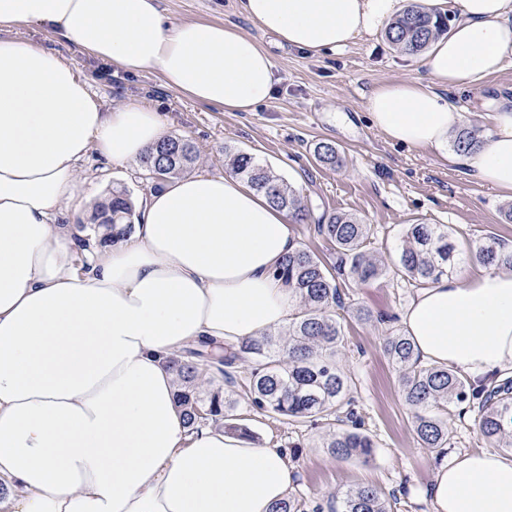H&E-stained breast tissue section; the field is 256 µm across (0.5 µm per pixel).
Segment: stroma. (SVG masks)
Wrapping results in <instances>:
<instances>
[{
	"instance_id": "stroma-1",
	"label": "stroma",
	"mask_w": 512,
	"mask_h": 512,
	"mask_svg": "<svg viewBox=\"0 0 512 512\" xmlns=\"http://www.w3.org/2000/svg\"><path fill=\"white\" fill-rule=\"evenodd\" d=\"M160 6L177 22L232 24L254 37L276 63L278 81L270 100L252 112H227L165 87L156 73L117 74L111 63L88 56L51 26H21L14 34L74 62L105 110L135 101L159 112L167 135L195 145L196 171L225 172L228 150L253 154L290 182L309 206L312 222L293 224L292 231L326 265L335 264L336 248L319 235L315 221L333 211L368 224L369 250L388 264L395 262L409 224L447 225L461 250L490 232L512 244V223L503 216L511 200L471 176L463 164L389 140L368 119L365 101L377 86L429 82L423 55L395 49L381 31L335 52L280 46L239 12L237 0H160ZM444 96L463 112L465 124L484 131L487 112L497 101L512 99V59L481 87L451 88ZM321 142L336 146L339 165L316 160ZM120 185L135 201L153 187L142 178L139 162L115 165L93 155L81 163L78 196L93 191L103 198ZM340 288L345 307L339 317L347 338L341 364L352 379L360 430L375 443L373 460L363 464L332 457L326 444L337 429L333 421L283 424L250 408L240 394L234 412L255 440L286 448L295 470L292 493L305 501L306 512H331L337 495L363 485L395 494L401 512H432L425 489L442 458L418 439L383 349L386 337L404 331L401 313L415 284L390 274L368 284L346 278ZM475 417V412L463 415L449 407L448 453L489 447Z\"/></svg>"
}]
</instances>
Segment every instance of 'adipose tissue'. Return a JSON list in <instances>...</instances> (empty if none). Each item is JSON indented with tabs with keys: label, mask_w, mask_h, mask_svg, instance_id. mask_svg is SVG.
Returning a JSON list of instances; mask_svg holds the SVG:
<instances>
[{
	"label": "adipose tissue",
	"mask_w": 512,
	"mask_h": 512,
	"mask_svg": "<svg viewBox=\"0 0 512 512\" xmlns=\"http://www.w3.org/2000/svg\"><path fill=\"white\" fill-rule=\"evenodd\" d=\"M402 0H239L279 44L336 51L377 33ZM455 14L425 57L430 81L378 86L365 110L403 145L448 160L464 115L440 94L480 84L512 56V0H424ZM41 24L100 60L158 73L192 101L251 112L277 82L270 52L234 26L175 23L159 0H0V483L10 512H272L293 484L285 449L189 431L168 361L190 343L236 344L297 312L278 275L300 244L285 211L232 174L165 182L130 240L74 269L77 165L140 159L166 136L130 102L104 111L77 67L13 36ZM512 198V103L464 157ZM422 360L488 384L512 378V271L487 267L418 288L402 312ZM434 512H512V457L455 454L433 472Z\"/></svg>",
	"instance_id": "obj_1"
}]
</instances>
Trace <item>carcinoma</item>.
I'll return each mask as SVG.
<instances>
[{
    "mask_svg": "<svg viewBox=\"0 0 512 512\" xmlns=\"http://www.w3.org/2000/svg\"><path fill=\"white\" fill-rule=\"evenodd\" d=\"M447 30L448 17H437L417 0H410L402 15L387 28L386 38L401 52L419 53ZM479 143L476 130L465 126L457 132L453 147L467 154ZM166 147L172 149V158L163 161L161 154ZM198 159L190 140L168 136L151 148L140 164L159 186L190 171ZM225 159L231 173L264 194L273 206L298 222L307 219L308 209L299 192L252 154L227 151ZM133 215L134 204L124 189L112 190L95 205L88 221L98 246L116 245L131 234ZM85 229L84 224L75 226L80 271L88 269L90 254L88 239L83 236ZM317 230L336 246V273L305 248L284 257L279 274L299 304L286 330L277 336L267 334L222 346L218 351L214 344L200 342L170 358L178 381L176 401L187 428L197 430L222 421L228 434L251 435L246 424L235 421L234 404L225 391L218 388L204 395L199 391V377L213 365L225 383L243 393L254 410L277 421L332 416L342 423L352 419L351 378L336 360L346 340L336 318V308L341 306L336 276L347 269L357 281L369 283L387 274L388 267L363 250L369 227L356 217L342 212L324 214ZM473 258L489 267L512 270V245L487 235L464 256L451 241L447 225L408 224L393 272L423 285ZM384 352L398 373L417 437L425 447L442 450L448 445L445 414L449 405L475 402L481 436L512 450L511 379L476 387L452 369L422 363L410 338L403 334L386 337ZM241 363L249 364V373L238 381L235 373ZM327 448L337 459L355 458L367 463L374 456L375 444L363 432L340 427ZM394 508L391 497L362 486L344 492L334 512H394Z\"/></svg>",
    "mask_w": 512,
    "mask_h": 512,
    "instance_id": "cac0c4a2",
    "label": "carcinoma"
}]
</instances>
